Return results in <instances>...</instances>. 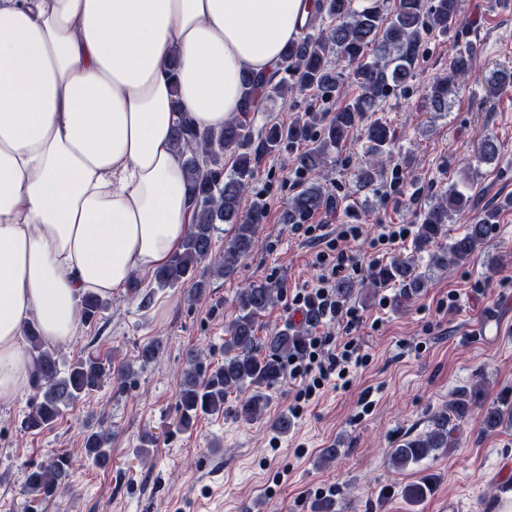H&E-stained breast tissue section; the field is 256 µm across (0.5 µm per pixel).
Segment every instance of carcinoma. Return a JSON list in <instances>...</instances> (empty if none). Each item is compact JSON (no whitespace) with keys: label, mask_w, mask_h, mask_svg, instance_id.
Returning a JSON list of instances; mask_svg holds the SVG:
<instances>
[{"label":"carcinoma","mask_w":512,"mask_h":512,"mask_svg":"<svg viewBox=\"0 0 512 512\" xmlns=\"http://www.w3.org/2000/svg\"><path fill=\"white\" fill-rule=\"evenodd\" d=\"M462 0H318L316 14L306 28L321 22L314 33L304 32L288 42L283 51L284 71L289 78L271 76L257 80L243 77V97L238 116L224 122L219 130H198L191 122H180L174 132V144L184 157L187 195L193 221L180 250L154 274L155 288L141 291L136 281L128 285L140 307L151 304L155 291L178 288L195 280L197 292L204 281L195 279L199 265L224 277L237 271V261L255 248L257 231L266 219L264 208L253 205L242 212V200L258 177L267 158L285 145L301 143L305 150L296 157L297 172L307 177L298 193L282 213L285 224H304L312 215L333 206L322 190L318 178L331 152L345 142L355 126L369 112H378L395 89L413 78L412 64L417 59L424 39L435 32L446 33L457 23ZM475 49L467 46L448 63V73L436 78L426 95L430 108L446 112L471 74ZM354 68L359 91L348 97L328 117L305 112L290 123L269 122L254 128L249 114L261 109L270 112L279 101L295 92L313 91L322 100L336 98L343 84V65ZM368 159L357 171L356 178L371 186L383 175V163L390 158L395 144L394 132L387 122L377 118L366 130ZM499 153L496 142L480 140L477 158L491 162ZM231 159L230 172L224 171V158ZM471 197L452 185L436 196L419 214L414 252H428L436 247L445 233L452 214L467 209ZM495 213L488 211L465 231L454 237L448 248L432 255V264L449 261L465 264L488 242ZM222 224L231 225L232 235L220 256L212 254V238ZM426 273L418 271L412 258H399L373 274L377 287L391 284L398 288L397 301L403 303L424 286ZM281 296V289L266 281H253L237 293L238 315L228 328L224 342V361L211 366L189 356V369L183 374L178 398V428L187 430L202 416L224 414L228 394L245 393L237 415L252 421L259 418L268 403L267 390L284 376L289 359L299 356L307 342L305 331L294 327H275L267 336H257L258 322ZM107 303L89 294L81 300L84 321L93 320L106 309ZM25 336L33 360L32 388L38 402L22 420L27 430L42 429L60 418L65 410L100 389L112 374L107 357L88 353L70 363L60 361L48 348L38 328L30 325ZM479 411V424L484 431L512 425V402L502 399L486 405L485 393L477 386L456 393L449 408L429 418L428 429L404 438L389 450L393 466L404 468L419 463L439 450L456 447L453 432L457 424ZM107 435L92 432L84 442V454L96 466H105L111 457ZM70 478V462L66 455L52 457L27 476V489L43 498H52L66 489ZM432 485L424 479L409 485L405 496L411 503L427 497Z\"/></svg>","instance_id":"carcinoma-1"}]
</instances>
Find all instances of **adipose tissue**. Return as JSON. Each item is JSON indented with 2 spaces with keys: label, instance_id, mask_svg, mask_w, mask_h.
<instances>
[{
  "label": "adipose tissue",
  "instance_id": "ef3b65f1",
  "mask_svg": "<svg viewBox=\"0 0 512 512\" xmlns=\"http://www.w3.org/2000/svg\"><path fill=\"white\" fill-rule=\"evenodd\" d=\"M316 0H0V405L30 384L23 329L150 276L189 230L182 120L221 128Z\"/></svg>",
  "mask_w": 512,
  "mask_h": 512
}]
</instances>
